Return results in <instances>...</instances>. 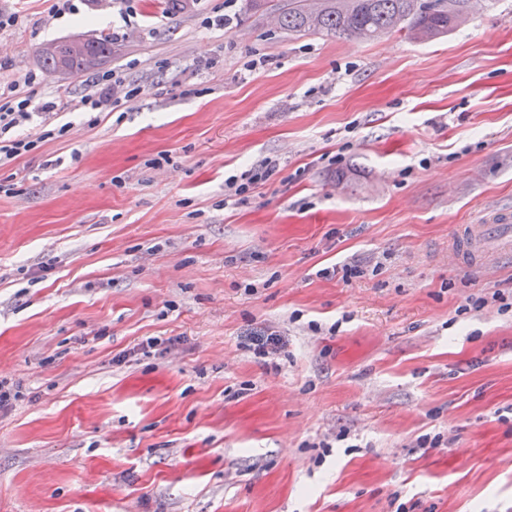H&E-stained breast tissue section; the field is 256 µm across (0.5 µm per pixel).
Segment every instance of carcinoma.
Here are the masks:
<instances>
[{"instance_id":"carcinoma-1","label":"carcinoma","mask_w":512,"mask_h":512,"mask_svg":"<svg viewBox=\"0 0 512 512\" xmlns=\"http://www.w3.org/2000/svg\"><path fill=\"white\" fill-rule=\"evenodd\" d=\"M472 0H291L279 12L280 28L295 33L325 34L336 39L369 41L394 32L418 40H433L459 28L470 15ZM44 71L62 68L78 75L99 66L96 59L112 57V40L92 41L89 58H72L44 47L39 53Z\"/></svg>"}]
</instances>
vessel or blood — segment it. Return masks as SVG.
Segmentation results:
<instances>
[{
  "label": "vessel or blood",
  "instance_id": "b4317fda",
  "mask_svg": "<svg viewBox=\"0 0 512 512\" xmlns=\"http://www.w3.org/2000/svg\"><path fill=\"white\" fill-rule=\"evenodd\" d=\"M450 260L460 269H487L492 260H512V209L491 214L487 223L460 225L452 238Z\"/></svg>",
  "mask_w": 512,
  "mask_h": 512
}]
</instances>
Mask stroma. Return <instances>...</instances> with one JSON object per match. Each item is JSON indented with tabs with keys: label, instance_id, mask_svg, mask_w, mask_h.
<instances>
[{
	"label": "stroma",
	"instance_id": "obj_1",
	"mask_svg": "<svg viewBox=\"0 0 512 512\" xmlns=\"http://www.w3.org/2000/svg\"><path fill=\"white\" fill-rule=\"evenodd\" d=\"M287 2L0 0V76H40L0 165V512H512V263L448 261L512 207V0L424 42ZM77 35L141 94L77 108L37 56ZM276 161L265 158L253 163L240 176H231L224 182V202L240 201L250 190L262 185L272 175Z\"/></svg>",
	"mask_w": 512,
	"mask_h": 512
}]
</instances>
